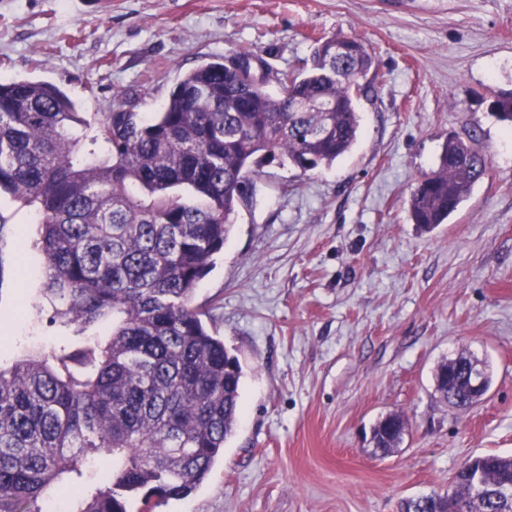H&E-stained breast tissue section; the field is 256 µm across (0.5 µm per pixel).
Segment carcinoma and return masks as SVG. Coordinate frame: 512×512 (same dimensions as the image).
I'll list each match as a JSON object with an SVG mask.
<instances>
[{"instance_id":"carcinoma-1","label":"carcinoma","mask_w":512,"mask_h":512,"mask_svg":"<svg viewBox=\"0 0 512 512\" xmlns=\"http://www.w3.org/2000/svg\"><path fill=\"white\" fill-rule=\"evenodd\" d=\"M349 46L345 67L334 47ZM379 78L365 45L316 41L311 63L239 88L221 59L182 75L158 112H78L57 85L0 82V194L36 209L49 324L81 337L112 317L103 346L54 349L0 368V512H41V502L76 489L70 512H130L132 500L190 497L224 455L240 421L243 369L210 330L212 309L195 303L199 282L224 250L232 218L249 208L262 165L278 160L303 173L331 167L356 144L357 98ZM328 112H293L294 101ZM491 113L512 125V91ZM485 154L456 137L437 169L411 192L410 218L431 231L457 211ZM196 203L181 201L179 192ZM459 357L438 364L435 393L449 404L477 403L453 375ZM400 413L381 416L370 442L383 453L406 430ZM112 457L104 484L86 479L91 462ZM482 491L452 478L443 499L455 512H512V455L474 460ZM435 495L404 503L430 512Z\"/></svg>"}]
</instances>
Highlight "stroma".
Returning <instances> with one entry per match:
<instances>
[{"label":"stroma","instance_id":"obj_1","mask_svg":"<svg viewBox=\"0 0 512 512\" xmlns=\"http://www.w3.org/2000/svg\"><path fill=\"white\" fill-rule=\"evenodd\" d=\"M361 41L380 74L358 141L329 169L263 166L250 209L199 283L243 368L242 417L185 500L154 512H400L468 460L512 454V0H0V82L48 81L82 112L159 111L179 75L238 48L273 70L315 38ZM486 176L433 231L408 200L449 136ZM34 209L0 196V366L63 341L35 272ZM470 354L491 386L459 411L433 370ZM398 412L393 453L370 429Z\"/></svg>","mask_w":512,"mask_h":512}]
</instances>
